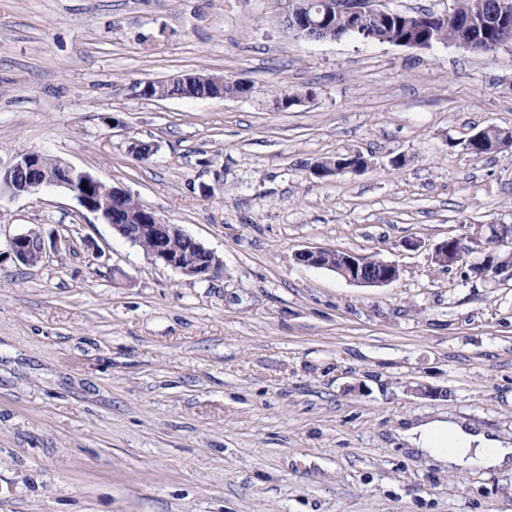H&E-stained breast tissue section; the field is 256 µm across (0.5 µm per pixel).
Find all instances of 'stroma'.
<instances>
[{"instance_id":"1","label":"stroma","mask_w":512,"mask_h":512,"mask_svg":"<svg viewBox=\"0 0 512 512\" xmlns=\"http://www.w3.org/2000/svg\"><path fill=\"white\" fill-rule=\"evenodd\" d=\"M288 6L0 0V169L62 159L221 261H151L60 187L0 197V512H512V469L443 471L394 437L439 415L512 437V263L489 240L512 151L464 148L512 130V44L307 40ZM188 71L253 92L137 94ZM283 88L304 101L277 108ZM355 152L371 169L310 176ZM31 229L51 249L25 266L8 241ZM450 236L469 255L444 268ZM308 247L401 274L354 284ZM466 248L462 239L456 236L448 237L438 243L434 248L433 258L443 267L456 264L464 255ZM294 256L300 264L333 271L350 282L366 287L388 285L400 277V267L395 261L369 259L357 252L314 248L299 250Z\"/></svg>"}]
</instances>
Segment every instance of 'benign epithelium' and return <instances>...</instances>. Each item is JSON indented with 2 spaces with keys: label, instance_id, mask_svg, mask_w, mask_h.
Listing matches in <instances>:
<instances>
[{
  "label": "benign epithelium",
  "instance_id": "7a95c632",
  "mask_svg": "<svg viewBox=\"0 0 512 512\" xmlns=\"http://www.w3.org/2000/svg\"><path fill=\"white\" fill-rule=\"evenodd\" d=\"M334 15L343 17L350 29L361 30L381 22L388 12L379 2L346 8L338 0H306L297 12L299 23L293 33L298 37L304 29L309 34L323 31L329 28V22ZM217 85L219 81L211 76L185 73L166 81H147L140 87L139 93L146 99H164L173 96L172 90L179 87L184 90V97L221 98L223 93L215 90ZM43 159L44 155L41 153H25L12 166L0 170V195L20 197L34 194L47 186L62 187L72 193L87 211L111 224V217L129 195L128 191L108 184L62 160L59 161V173L45 175L40 170ZM368 168L369 163L363 158L357 164L342 163L328 171L319 166L314 167L310 174L322 178L329 174L361 173ZM112 229L132 243H139L147 237L160 238V243L147 256L152 261L160 262L188 277L207 279L221 265L219 258L211 250L187 234L180 225L166 223L155 211L142 205L130 213L126 222L112 224ZM169 238L182 240L186 249H173L166 243ZM30 249L26 232L9 240V253L18 263H29ZM465 251L462 239L451 236L435 246L433 258L439 265L450 267L463 257ZM295 260L303 265L333 271L350 282L366 287L388 285L400 277L398 263L381 258L369 259L357 252L332 248L303 249L295 253Z\"/></svg>",
  "mask_w": 512,
  "mask_h": 512
}]
</instances>
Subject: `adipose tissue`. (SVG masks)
Wrapping results in <instances>:
<instances>
[{"mask_svg":"<svg viewBox=\"0 0 512 512\" xmlns=\"http://www.w3.org/2000/svg\"><path fill=\"white\" fill-rule=\"evenodd\" d=\"M395 434L408 448L443 468L512 467L511 442L456 421L433 418L396 429Z\"/></svg>","mask_w":512,"mask_h":512,"instance_id":"obj_1","label":"adipose tissue"}]
</instances>
